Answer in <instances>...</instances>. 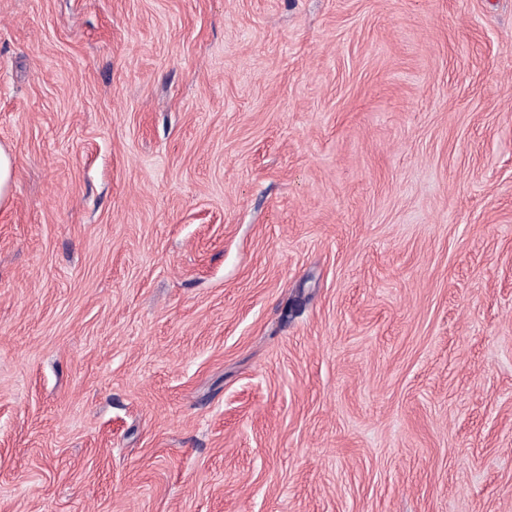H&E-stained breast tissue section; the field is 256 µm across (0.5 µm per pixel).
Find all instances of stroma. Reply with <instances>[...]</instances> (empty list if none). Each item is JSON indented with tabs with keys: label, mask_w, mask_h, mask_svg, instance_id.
Segmentation results:
<instances>
[{
	"label": "stroma",
	"mask_w": 512,
	"mask_h": 512,
	"mask_svg": "<svg viewBox=\"0 0 512 512\" xmlns=\"http://www.w3.org/2000/svg\"><path fill=\"white\" fill-rule=\"evenodd\" d=\"M0 512H512V0H0ZM14 176L13 158L9 151L0 146V205L11 197V185Z\"/></svg>",
	"instance_id": "1"
}]
</instances>
